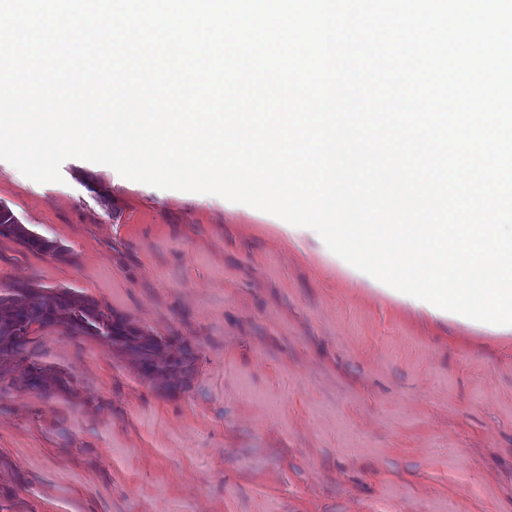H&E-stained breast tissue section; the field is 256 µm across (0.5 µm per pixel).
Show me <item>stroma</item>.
Wrapping results in <instances>:
<instances>
[{
    "label": "stroma",
    "instance_id": "obj_1",
    "mask_svg": "<svg viewBox=\"0 0 512 512\" xmlns=\"http://www.w3.org/2000/svg\"><path fill=\"white\" fill-rule=\"evenodd\" d=\"M0 206V289L67 288L197 355L170 395L50 328L67 392L0 384V512H512V334L436 320L218 196L80 159ZM0 237L14 238L29 249L60 255L64 249L55 242L30 231L21 224L13 212L6 206H0Z\"/></svg>",
    "mask_w": 512,
    "mask_h": 512
}]
</instances>
